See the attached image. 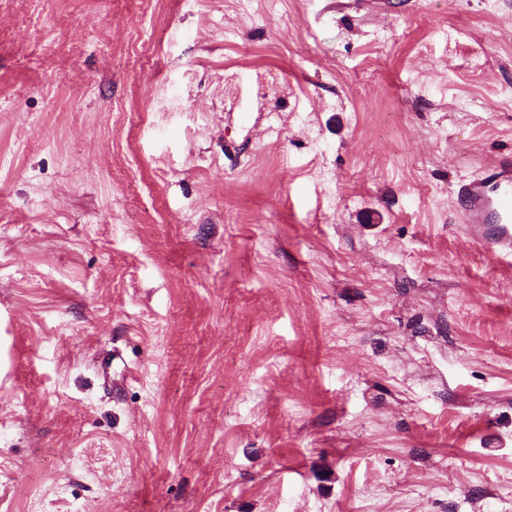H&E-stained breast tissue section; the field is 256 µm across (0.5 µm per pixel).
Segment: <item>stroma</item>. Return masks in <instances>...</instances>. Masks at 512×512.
I'll return each mask as SVG.
<instances>
[{"label": "stroma", "instance_id": "stroma-1", "mask_svg": "<svg viewBox=\"0 0 512 512\" xmlns=\"http://www.w3.org/2000/svg\"><path fill=\"white\" fill-rule=\"evenodd\" d=\"M507 153L512 0H0V512H512ZM458 204L464 235L496 257L512 258V156L496 160L491 173L461 186Z\"/></svg>", "mask_w": 512, "mask_h": 512}]
</instances>
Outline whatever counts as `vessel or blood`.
<instances>
[{"mask_svg": "<svg viewBox=\"0 0 512 512\" xmlns=\"http://www.w3.org/2000/svg\"><path fill=\"white\" fill-rule=\"evenodd\" d=\"M464 235L488 253L512 258V156L496 160L488 176L461 186Z\"/></svg>", "mask_w": 512, "mask_h": 512, "instance_id": "obj_1", "label": "vessel or blood"}]
</instances>
